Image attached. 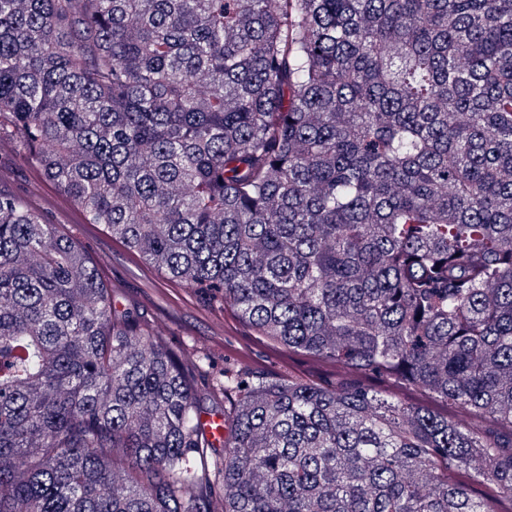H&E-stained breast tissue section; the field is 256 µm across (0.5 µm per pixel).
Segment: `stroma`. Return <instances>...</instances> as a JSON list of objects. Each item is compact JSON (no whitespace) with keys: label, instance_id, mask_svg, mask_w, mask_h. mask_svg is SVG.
Returning a JSON list of instances; mask_svg holds the SVG:
<instances>
[{"label":"stroma","instance_id":"stroma-1","mask_svg":"<svg viewBox=\"0 0 512 512\" xmlns=\"http://www.w3.org/2000/svg\"><path fill=\"white\" fill-rule=\"evenodd\" d=\"M0 190L30 198L56 194L54 187L33 165L16 156L6 139L0 141ZM47 220L81 243L104 280L122 289L127 301L151 313L164 327L166 335L210 351L216 362H223L229 356L237 359L241 366L274 376L291 373L332 385L356 379L354 371L340 367L329 371L303 354L278 355L263 343L253 344L249 353H238V343L249 339L252 331L230 311L207 309L202 293L144 265L104 226L84 223L80 212L67 202H59Z\"/></svg>","mask_w":512,"mask_h":512}]
</instances>
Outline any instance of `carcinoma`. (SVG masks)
<instances>
[{"instance_id": "carcinoma-1", "label": "carcinoma", "mask_w": 512, "mask_h": 512, "mask_svg": "<svg viewBox=\"0 0 512 512\" xmlns=\"http://www.w3.org/2000/svg\"><path fill=\"white\" fill-rule=\"evenodd\" d=\"M4 133L257 339L447 412L175 346L0 190V512L512 501V0H0Z\"/></svg>"}]
</instances>
